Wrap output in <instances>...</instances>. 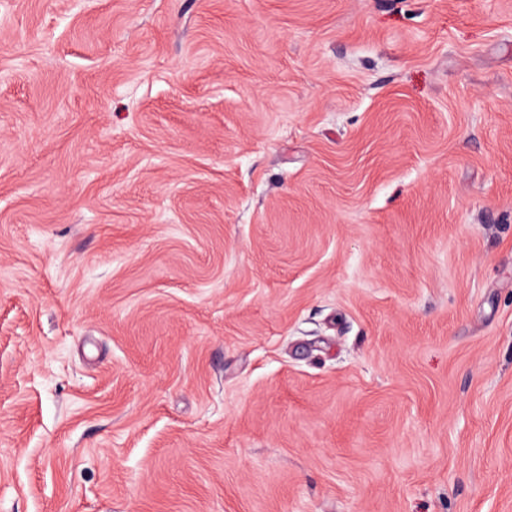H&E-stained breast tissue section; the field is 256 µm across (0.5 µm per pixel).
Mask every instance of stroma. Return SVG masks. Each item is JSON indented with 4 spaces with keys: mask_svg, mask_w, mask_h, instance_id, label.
<instances>
[{
    "mask_svg": "<svg viewBox=\"0 0 512 512\" xmlns=\"http://www.w3.org/2000/svg\"><path fill=\"white\" fill-rule=\"evenodd\" d=\"M0 512H512V0H0Z\"/></svg>",
    "mask_w": 512,
    "mask_h": 512,
    "instance_id": "35a3bbf8",
    "label": "stroma"
}]
</instances>
